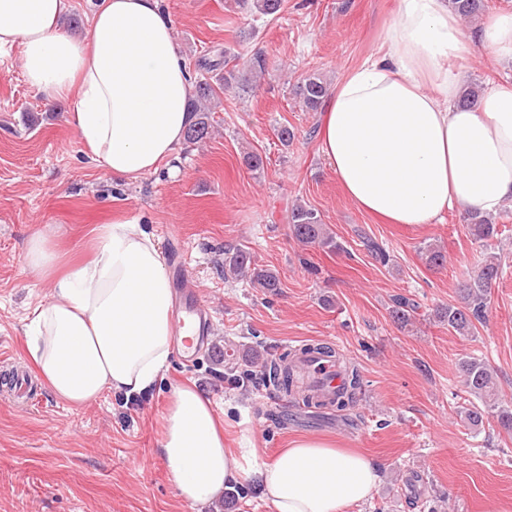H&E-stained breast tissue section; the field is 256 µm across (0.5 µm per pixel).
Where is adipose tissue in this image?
I'll return each instance as SVG.
<instances>
[{"label": "adipose tissue", "instance_id": "obj_1", "mask_svg": "<svg viewBox=\"0 0 512 512\" xmlns=\"http://www.w3.org/2000/svg\"><path fill=\"white\" fill-rule=\"evenodd\" d=\"M67 0H0V53L22 51L23 76L66 116L92 159L117 179L155 170L180 147L192 84L173 20L160 0H102L87 37L61 28ZM479 54L512 64V12L466 33L448 0H398L379 53L349 71L325 102L320 152L348 198L395 224H437L451 212L491 214L512 204V83L458 107ZM62 230L33 234L24 263L52 295L28 316L26 348L47 388L82 406L104 392L152 389L175 333L173 290L157 240L134 220L99 225L94 256L67 265ZM160 452L189 506L256 479L270 512H347L379 483L369 457L311 438L269 462L232 450L212 402L172 389Z\"/></svg>", "mask_w": 512, "mask_h": 512}]
</instances>
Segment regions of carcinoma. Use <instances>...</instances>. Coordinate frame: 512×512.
<instances>
[{
    "instance_id": "carcinoma-1",
    "label": "carcinoma",
    "mask_w": 512,
    "mask_h": 512,
    "mask_svg": "<svg viewBox=\"0 0 512 512\" xmlns=\"http://www.w3.org/2000/svg\"><path fill=\"white\" fill-rule=\"evenodd\" d=\"M282 0H252L250 9L268 16L277 13ZM448 6L459 16L469 19L485 11V0H448ZM196 77L193 81V94L189 100L192 122L189 125L185 142L195 146L207 139L211 133V114L219 103V94L234 92L238 95L254 92L260 78L268 69V60L261 50L242 57L227 49H216L214 54L199 57L194 63ZM291 94L302 103L307 112H317L330 94V84L318 71H312L302 77L292 88ZM288 224L293 237L300 243L328 248L339 252L342 246L329 233L315 210L302 204H296L288 210ZM471 235L479 240H488L497 235V227L478 214L469 216L467 224ZM252 271L250 280L269 292L280 287L278 276L268 270L251 268L250 254L238 249L224 253V276L242 275ZM501 274L499 257L490 252L485 254L476 270L458 281L456 286L457 302L448 304L436 312L438 321L448 330L459 336H471L476 324L485 321L491 302L493 284ZM416 305L413 300L399 297L392 309V317L402 325H409L414 318ZM458 374L465 392L473 401L461 407L460 415L473 429H480L484 421L493 417L508 434L512 433V405L498 402V388L494 373L481 359L466 355L458 361ZM273 381L279 388L290 391L300 387L310 391L304 385L303 378L286 369L280 376L273 375ZM362 388V380L357 369L346 372L344 388L336 394V407L343 409L353 402L354 395Z\"/></svg>"
}]
</instances>
